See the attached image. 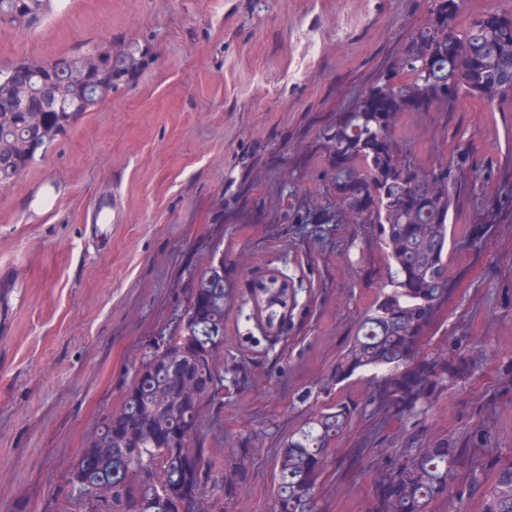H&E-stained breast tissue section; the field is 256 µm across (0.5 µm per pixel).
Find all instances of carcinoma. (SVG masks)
Segmentation results:
<instances>
[{"label": "carcinoma", "instance_id": "obj_1", "mask_svg": "<svg viewBox=\"0 0 512 512\" xmlns=\"http://www.w3.org/2000/svg\"><path fill=\"white\" fill-rule=\"evenodd\" d=\"M50 0H0V24L34 27ZM463 0H431L423 25L396 49L391 63L355 99L323 139L336 158V220L377 224L386 253L389 284L361 319L357 334L337 360L335 384L355 374L382 372L364 406L348 401L316 416L281 448L274 474L272 512H317L315 490L334 447L363 409L403 421L431 404L447 383L472 375L466 355H425L422 347L448 303L451 216L466 173L467 151L437 167L424 166L394 132L405 112H446L463 97L491 106L512 98V12L494 13L461 29L455 20ZM77 54L49 61L67 97L45 104L47 119L65 132L96 103L69 79ZM37 60L0 69V97L14 82L39 76ZM22 113L0 121L1 139H23ZM18 159L0 153V184L13 177ZM273 296L270 318L288 306V286L262 283ZM224 347V279L202 277L191 290L175 336L147 345L134 365L121 405L102 413L96 431L71 460L64 477L81 512H218L222 496L237 494L248 448L214 471L201 431V412L218 401L224 375L217 355ZM479 485L465 447L452 435L424 438L376 472L371 512H434L458 484ZM214 483L220 497L207 499ZM481 512H512V460L496 463Z\"/></svg>", "mask_w": 512, "mask_h": 512}]
</instances>
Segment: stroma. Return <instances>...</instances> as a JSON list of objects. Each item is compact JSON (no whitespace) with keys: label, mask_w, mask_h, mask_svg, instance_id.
Instances as JSON below:
<instances>
[{"label":"stroma","mask_w":512,"mask_h":512,"mask_svg":"<svg viewBox=\"0 0 512 512\" xmlns=\"http://www.w3.org/2000/svg\"><path fill=\"white\" fill-rule=\"evenodd\" d=\"M428 0H53L32 28L0 25V67L136 39L130 84L80 115L0 187V512H51L66 468L117 407L141 350L174 332L205 271L224 276L223 401L204 415L215 460L250 449L221 512H270L279 450L314 414L372 384L329 380L388 280L373 224H339L336 167L319 141L426 17ZM434 164L467 150L452 222L448 307L424 347L472 354L476 373L409 419L355 416L319 481L321 512H370L380 464L417 437L468 440L479 489L437 512H478L512 459V101L407 112L395 130ZM492 202L479 211L477 198ZM102 243H88L90 225ZM469 224L486 228L478 242ZM288 273L277 332L254 311Z\"/></svg>","instance_id":"35a3bbf8"}]
</instances>
